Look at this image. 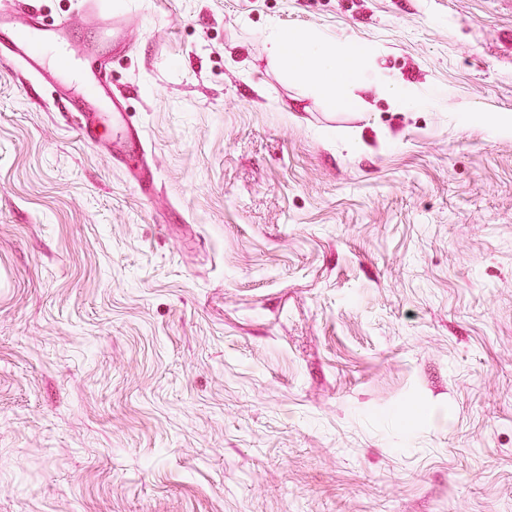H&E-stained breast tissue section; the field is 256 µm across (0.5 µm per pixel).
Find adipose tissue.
<instances>
[{"instance_id": "adipose-tissue-1", "label": "adipose tissue", "mask_w": 512, "mask_h": 512, "mask_svg": "<svg viewBox=\"0 0 512 512\" xmlns=\"http://www.w3.org/2000/svg\"><path fill=\"white\" fill-rule=\"evenodd\" d=\"M271 59L285 73L311 75L313 90L331 105L341 108L363 106L362 98L343 94L363 69L364 57L354 45H335L316 33L299 34L293 31L272 35L267 42Z\"/></svg>"}]
</instances>
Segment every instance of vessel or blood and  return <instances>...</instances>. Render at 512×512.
I'll return each instance as SVG.
<instances>
[{
    "label": "vessel or blood",
    "instance_id": "1",
    "mask_svg": "<svg viewBox=\"0 0 512 512\" xmlns=\"http://www.w3.org/2000/svg\"><path fill=\"white\" fill-rule=\"evenodd\" d=\"M86 17L99 41L80 48L70 44L65 23L49 24L33 10L0 11V63L17 64L52 85L83 140L101 144L99 129L108 122L119 130L124 145L138 146L139 128L110 82L112 50L127 46L123 26L102 10L100 0H88Z\"/></svg>",
    "mask_w": 512,
    "mask_h": 512
}]
</instances>
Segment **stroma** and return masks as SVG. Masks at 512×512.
I'll return each instance as SVG.
<instances>
[{"label":"stroma","instance_id":"obj_1","mask_svg":"<svg viewBox=\"0 0 512 512\" xmlns=\"http://www.w3.org/2000/svg\"><path fill=\"white\" fill-rule=\"evenodd\" d=\"M107 2L123 166L0 65V512H512V0ZM301 45L302 51L295 47ZM271 59L286 74L313 75V91L325 97L333 107H362V98L349 97L341 88L349 84L363 69L364 57L354 45L336 46L316 33L299 34L294 31L273 34L267 41ZM364 90L388 97L395 107L401 109H409L417 104L416 99L407 95L396 82L389 79L381 78L366 84Z\"/></svg>","mask_w":512,"mask_h":512}]
</instances>
